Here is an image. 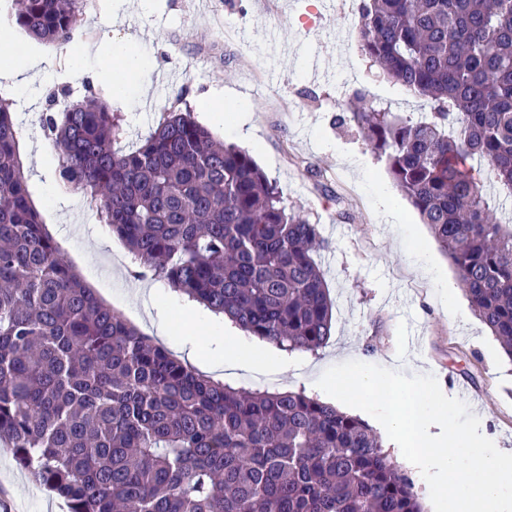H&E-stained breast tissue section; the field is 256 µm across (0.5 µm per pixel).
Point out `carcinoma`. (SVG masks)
<instances>
[{
	"mask_svg": "<svg viewBox=\"0 0 512 512\" xmlns=\"http://www.w3.org/2000/svg\"><path fill=\"white\" fill-rule=\"evenodd\" d=\"M31 38L69 44L86 0H13ZM360 50L430 102L351 118L512 359V0H361ZM0 98V445L69 512H424L366 421L303 390L246 393L175 359L61 258L27 189ZM58 178L83 191L151 273L285 352L321 349L332 300L318 225L190 106L120 151L92 89L42 114Z\"/></svg>",
	"mask_w": 512,
	"mask_h": 512,
	"instance_id": "cac0c4a2",
	"label": "carcinoma"
}]
</instances>
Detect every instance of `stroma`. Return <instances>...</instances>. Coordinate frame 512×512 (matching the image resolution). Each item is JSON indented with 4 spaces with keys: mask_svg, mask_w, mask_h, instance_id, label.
Returning <instances> with one entry per match:
<instances>
[{
    "mask_svg": "<svg viewBox=\"0 0 512 512\" xmlns=\"http://www.w3.org/2000/svg\"><path fill=\"white\" fill-rule=\"evenodd\" d=\"M359 2L212 0L201 12L192 0H88L81 30L62 48L25 35L8 0H0V26L11 28L28 55L48 62L47 75L23 89L0 76V97L16 103L30 198L85 284L154 336L127 246L83 192L57 181L59 155L40 116L52 94L66 90L78 98L93 88L121 114L118 146L126 151L179 100L224 137V127L209 118L211 105H224L252 131L240 148L276 180L288 207L318 225L326 246L316 258L333 302L331 336L322 349L290 353L287 371L275 376L227 370L224 383L312 396L326 369L349 360L431 374L441 390L467 387L465 401L486 437L512 448V363L474 312L429 227L349 118L348 104L359 95L394 112L429 109L362 55L354 31ZM117 42L154 49L128 102L112 96ZM83 45L92 53L72 67L70 55ZM0 512H54L39 482L2 448Z\"/></svg>",
    "mask_w": 512,
    "mask_h": 512,
    "instance_id": "stroma-1",
    "label": "stroma"
}]
</instances>
